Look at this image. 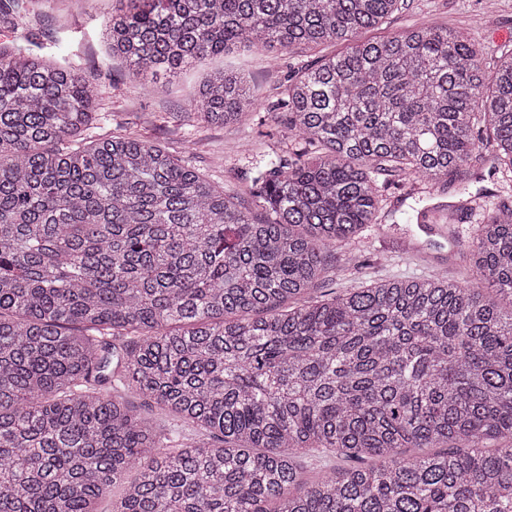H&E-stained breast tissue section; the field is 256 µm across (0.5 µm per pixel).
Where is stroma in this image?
<instances>
[{
  "label": "stroma",
  "instance_id": "obj_1",
  "mask_svg": "<svg viewBox=\"0 0 512 512\" xmlns=\"http://www.w3.org/2000/svg\"><path fill=\"white\" fill-rule=\"evenodd\" d=\"M116 7V0H53L43 7V17L31 31L0 26V43L24 47L33 41L42 53L80 68L100 94L98 133L137 128L230 195L245 194L255 158L282 146L268 107L281 100L289 73L342 50L338 44L290 51L277 46L254 53L235 50L171 78L165 89L157 92L151 86L130 82L124 67L107 57L102 30ZM415 26L448 28L475 36L491 63L512 36V0H494L490 7L485 0H403L397 11L365 36H388ZM227 64L250 74L265 107L239 124H200L189 115L187 100L208 72ZM489 167L487 155L478 156L470 180L450 177L444 192L435 195L423 194L401 177H390L383 202L388 233L379 234L371 225L344 245L342 251L348 260L337 264L324 290L341 293L382 279L418 278L436 272L460 282L471 280V267L446 239L419 231L417 214L424 207L454 204L463 191L492 189ZM409 239L418 244V251L406 250Z\"/></svg>",
  "mask_w": 512,
  "mask_h": 512
}]
</instances>
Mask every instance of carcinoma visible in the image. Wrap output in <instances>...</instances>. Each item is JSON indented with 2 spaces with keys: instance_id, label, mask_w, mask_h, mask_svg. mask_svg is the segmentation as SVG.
<instances>
[{
  "instance_id": "obj_1",
  "label": "carcinoma",
  "mask_w": 512,
  "mask_h": 512,
  "mask_svg": "<svg viewBox=\"0 0 512 512\" xmlns=\"http://www.w3.org/2000/svg\"><path fill=\"white\" fill-rule=\"evenodd\" d=\"M399 2L131 0L106 22L151 85L232 47L345 45L288 79L247 205L134 130L85 141L86 76L0 44V512H99L118 483L112 512H512V206L457 240L469 282L312 296L382 223L378 176L431 191L484 149L512 193V49L357 39ZM39 19L0 0L3 25ZM259 101L225 66L189 107L226 126ZM331 456L381 463L304 478Z\"/></svg>"
}]
</instances>
